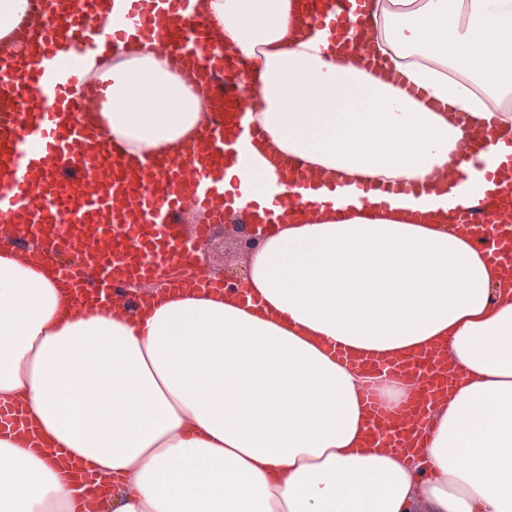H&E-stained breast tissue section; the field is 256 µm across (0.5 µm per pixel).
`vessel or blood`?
<instances>
[{"instance_id":"obj_1","label":"vessel or blood","mask_w":512,"mask_h":512,"mask_svg":"<svg viewBox=\"0 0 512 512\" xmlns=\"http://www.w3.org/2000/svg\"><path fill=\"white\" fill-rule=\"evenodd\" d=\"M30 0L14 31L11 46L0 47V230L30 225L46 247L43 258L54 259V246L83 256L93 277L77 283L74 269L58 263L59 275L74 284L76 298H89L86 310L125 304L120 285L127 278H145L153 260L146 243L162 238L166 257L192 254L210 225L234 223L245 213L224 205V188L211 178L234 154L242 167L257 168L251 147L259 137L248 111L256 100L247 69L237 54L217 42L211 24L196 11L194 0ZM302 17L311 33L325 29L334 14L348 17L347 29L334 31L347 51L366 55L361 28L364 0H302ZM113 40L137 37L155 54L176 64H189L188 76L211 118L200 126L203 146L179 158L147 155L137 165L90 132L89 102L100 85L81 74L59 54V43L95 49L104 30ZM36 42L38 64L22 48ZM461 139L447 168L434 172L430 183L449 186L454 196L448 213L455 229L469 234L503 274L512 277V166L503 167L490 147ZM492 182L493 192L474 195V177ZM293 185L277 195L280 219L304 206L302 187L309 176L293 175ZM203 216L192 237H184L177 219L185 208ZM371 383L362 398L371 418V434L386 448H408L426 442V409L457 375L441 349L399 362L364 360ZM415 376L419 388L399 404L386 402L376 386ZM0 432L27 436L22 406L0 402Z\"/></svg>"}]
</instances>
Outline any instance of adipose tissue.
<instances>
[{"instance_id": "obj_1", "label": "adipose tissue", "mask_w": 512, "mask_h": 512, "mask_svg": "<svg viewBox=\"0 0 512 512\" xmlns=\"http://www.w3.org/2000/svg\"><path fill=\"white\" fill-rule=\"evenodd\" d=\"M197 2L248 60L266 133L265 181L232 158L213 173L264 225L251 294L86 317L18 228L0 245V400L24 404L46 449L0 435V512H72L55 448L94 474V512H512V289L447 194L367 205L359 188L425 185L464 135L459 108L512 158V0H367L364 57L310 36L293 0ZM64 54L108 81L98 120L129 163L192 140L200 101L147 44L106 33ZM283 156L338 181L306 190L317 221L267 222ZM331 341L391 359L444 344L460 376L424 447L367 442L363 379Z\"/></svg>"}]
</instances>
